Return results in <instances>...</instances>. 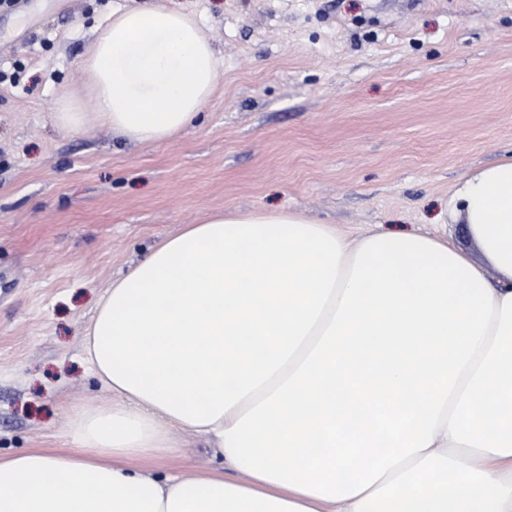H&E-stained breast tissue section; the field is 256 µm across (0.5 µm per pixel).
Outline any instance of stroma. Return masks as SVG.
<instances>
[{
    "mask_svg": "<svg viewBox=\"0 0 512 512\" xmlns=\"http://www.w3.org/2000/svg\"><path fill=\"white\" fill-rule=\"evenodd\" d=\"M192 16L223 58L195 127L133 145L52 118L112 11ZM512 160V0H26L0 7V453L59 448L107 393L82 361L104 289L212 211L291 209L350 236L483 257L451 196ZM224 468L192 434L160 476Z\"/></svg>",
    "mask_w": 512,
    "mask_h": 512,
    "instance_id": "stroma-1",
    "label": "stroma"
}]
</instances>
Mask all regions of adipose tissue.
<instances>
[{
	"label": "adipose tissue",
	"instance_id": "obj_1",
	"mask_svg": "<svg viewBox=\"0 0 512 512\" xmlns=\"http://www.w3.org/2000/svg\"><path fill=\"white\" fill-rule=\"evenodd\" d=\"M220 59L178 9L98 29L54 119L137 144L192 125ZM485 258L218 210L101 295L84 357L109 395L69 447L0 455V512H512V160L453 195ZM205 438L223 471L145 469ZM232 478H225V471Z\"/></svg>",
	"mask_w": 512,
	"mask_h": 512
}]
</instances>
